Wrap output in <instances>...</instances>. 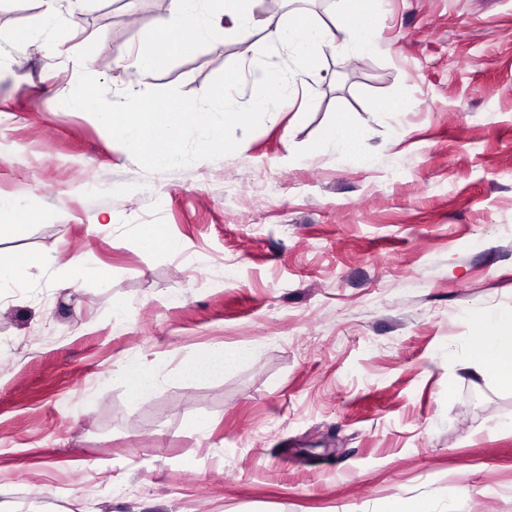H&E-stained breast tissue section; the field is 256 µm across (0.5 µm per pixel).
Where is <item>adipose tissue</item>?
I'll return each instance as SVG.
<instances>
[{
    "instance_id": "adipose-tissue-1",
    "label": "adipose tissue",
    "mask_w": 512,
    "mask_h": 512,
    "mask_svg": "<svg viewBox=\"0 0 512 512\" xmlns=\"http://www.w3.org/2000/svg\"><path fill=\"white\" fill-rule=\"evenodd\" d=\"M254 0H170L168 21L161 28L168 41L182 46H207L221 36L238 38L244 54L258 55L273 43L297 66V71L273 73L254 72L258 88L251 108L274 116L288 106L298 74L316 70L321 59L329 54L358 55L370 46L365 29L352 24L348 6H341L331 23H323L304 12L293 15L271 32L267 40H252V31L262 28L264 21L253 10ZM488 330L472 370L480 376H492L505 385H512V322L482 313Z\"/></svg>"
}]
</instances>
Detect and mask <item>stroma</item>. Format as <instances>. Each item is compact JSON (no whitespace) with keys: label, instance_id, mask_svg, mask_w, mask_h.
Segmentation results:
<instances>
[{"label":"stroma","instance_id":"35a3bbf8","mask_svg":"<svg viewBox=\"0 0 512 512\" xmlns=\"http://www.w3.org/2000/svg\"><path fill=\"white\" fill-rule=\"evenodd\" d=\"M275 2L254 39L336 7ZM167 3L87 0L46 52L39 0H0V195L24 224L0 256L48 258L0 288V512H512V386L468 366L479 312L512 315V0L357 9L364 53L326 55L235 153L148 173L56 107L80 70L112 100L197 96L237 62L245 105L254 70L293 66L233 38L116 65ZM341 118L357 149L323 150ZM147 227L177 250L142 251ZM221 347L249 355L185 376ZM140 363L161 382L136 400L118 373Z\"/></svg>","mask_w":512,"mask_h":512}]
</instances>
